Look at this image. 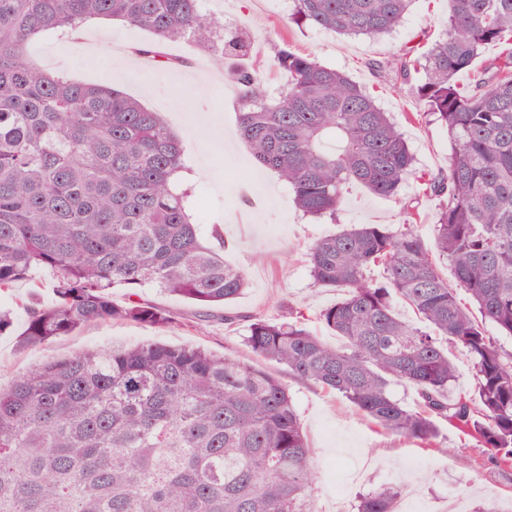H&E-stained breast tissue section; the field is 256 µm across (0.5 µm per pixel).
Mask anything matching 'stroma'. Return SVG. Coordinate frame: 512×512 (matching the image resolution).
Here are the masks:
<instances>
[{"label": "stroma", "mask_w": 512, "mask_h": 512, "mask_svg": "<svg viewBox=\"0 0 512 512\" xmlns=\"http://www.w3.org/2000/svg\"><path fill=\"white\" fill-rule=\"evenodd\" d=\"M224 23L238 27L250 39L249 63L259 67L265 85L277 91L286 76L272 67L275 50L289 42L322 65L347 73L365 86L379 107L388 112L415 157L416 173L401 188V198L420 197L421 173L446 164L448 132L440 123L428 126L412 120L419 111L417 75L399 78L385 63L392 56L419 54L444 33L448 0H414L402 23L379 38H346L288 20L290 4L265 5L262 0H222ZM150 33L117 21L85 27L81 41L58 32L43 34L34 54L42 67L62 70L75 80L107 84L140 100L162 117L182 139L184 163L195 174L198 192L195 218L203 237L220 229L226 260L244 268L248 285L229 308L235 323L205 317L203 308L182 297L139 289L142 299L174 314V327H153L114 320L61 336L49 344L19 349L26 304L54 300V275L38 270L0 296V307L13 314L12 332L0 335V385L49 358H62L108 346L160 342L201 347L231 354L244 361L254 356L242 338L252 316H276L283 305L305 311L306 326L331 344L340 339L320 323L322 309L339 299L334 288L315 285L306 257L316 238L353 224H385L397 228L404 215L397 202L373 195L362 185L349 188L335 218L303 215L291 190L269 171L256 169L246 145L236 135L237 101L227 78L230 64L196 46L176 42L165 50L186 58L174 70H141L137 48L152 42ZM289 391L302 430L314 452V496L319 512H336L337 498L354 506L357 495L383 485L399 486L410 512H440L444 499L460 498L466 512L487 503L512 501V466L495 467L481 448L465 443L448 424H440L439 447L425 450L412 441L375 431L341 396L318 387L290 382Z\"/></svg>", "instance_id": "1"}]
</instances>
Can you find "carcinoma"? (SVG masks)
I'll list each match as a JSON object with an SVG mask.
<instances>
[{
    "label": "carcinoma",
    "mask_w": 512,
    "mask_h": 512,
    "mask_svg": "<svg viewBox=\"0 0 512 512\" xmlns=\"http://www.w3.org/2000/svg\"><path fill=\"white\" fill-rule=\"evenodd\" d=\"M292 3V23L378 37L412 0ZM93 19L152 33L137 53L158 68L182 63L162 51L167 42L243 56L202 0H0V294L39 268L55 276L53 303L28 307L23 348L113 320L180 324L147 300L113 302L118 286L223 309L246 285L242 269L201 242L189 189L172 188L184 147L159 113L31 60L42 34ZM492 44L499 52L487 58ZM388 64L421 75L425 111L412 119L448 131L446 166L421 176L440 200L435 250L482 320L512 337V0H448L443 36ZM273 65L287 76L275 93L254 68L228 73L253 165L277 174L312 217L335 216L354 182L397 197L414 155L370 91L286 41ZM463 71L472 72L464 90ZM403 210L395 230L358 224L308 247L314 282L341 291L319 315L341 345L312 334L297 309L252 317L243 342L295 381L340 394L385 434L436 449L445 421L488 463L511 466L512 353L448 285L416 229L414 201ZM372 266L381 279L368 276ZM397 299L433 331L401 320ZM450 346L473 370L472 395L448 397ZM394 382L415 390L417 409L392 396ZM313 484L287 385L230 354L158 343L86 351L0 390V512H318ZM400 495L380 486L354 512H395Z\"/></svg>",
    "instance_id": "cac0c4a2"
}]
</instances>
